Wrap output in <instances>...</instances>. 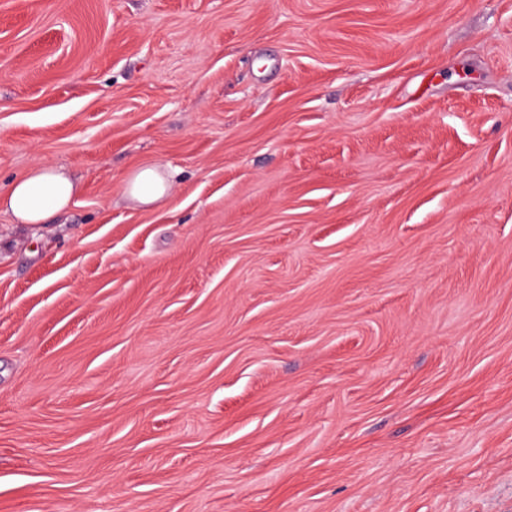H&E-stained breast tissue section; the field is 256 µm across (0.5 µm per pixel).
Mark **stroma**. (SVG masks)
Instances as JSON below:
<instances>
[{
  "mask_svg": "<svg viewBox=\"0 0 512 512\" xmlns=\"http://www.w3.org/2000/svg\"><path fill=\"white\" fill-rule=\"evenodd\" d=\"M37 164L0 512H512V0H0ZM75 193L74 182L64 172L35 166L0 192V210L3 207L19 224H46L70 206ZM169 190L167 175L154 167H142L133 171L125 185L127 196L141 205H152L163 200Z\"/></svg>",
  "mask_w": 512,
  "mask_h": 512,
  "instance_id": "1",
  "label": "stroma"
}]
</instances>
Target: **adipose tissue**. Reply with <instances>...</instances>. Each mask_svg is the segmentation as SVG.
<instances>
[{
    "mask_svg": "<svg viewBox=\"0 0 512 512\" xmlns=\"http://www.w3.org/2000/svg\"><path fill=\"white\" fill-rule=\"evenodd\" d=\"M167 175L154 167L133 171L126 180L125 192L134 202L152 205L169 193ZM76 193L74 182L64 172L36 166L14 179L0 192V208L21 224H43L70 206Z\"/></svg>",
    "mask_w": 512,
    "mask_h": 512,
    "instance_id": "obj_1",
    "label": "adipose tissue"
}]
</instances>
